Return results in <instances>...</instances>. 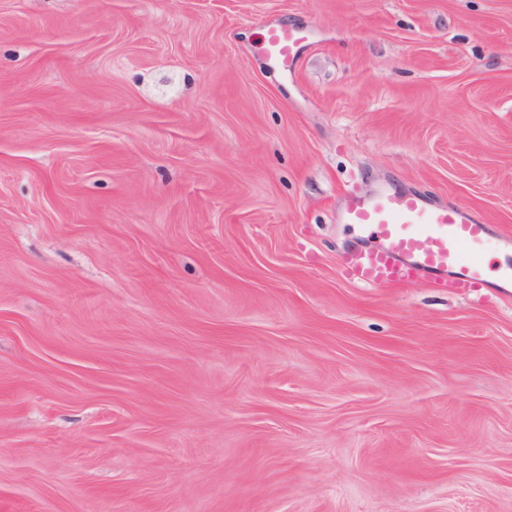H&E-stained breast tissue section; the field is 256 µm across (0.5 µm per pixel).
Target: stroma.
I'll return each mask as SVG.
<instances>
[{
	"label": "stroma",
	"mask_w": 512,
	"mask_h": 512,
	"mask_svg": "<svg viewBox=\"0 0 512 512\" xmlns=\"http://www.w3.org/2000/svg\"><path fill=\"white\" fill-rule=\"evenodd\" d=\"M387 185L512 257V0H0V512H512V285L354 280ZM305 38V35L288 25L270 26L260 51L272 66L288 72L292 70L296 52Z\"/></svg>",
	"instance_id": "1"
}]
</instances>
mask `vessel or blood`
I'll return each mask as SVG.
<instances>
[{
	"label": "vessel or blood",
	"instance_id": "vessel-or-blood-1",
	"mask_svg": "<svg viewBox=\"0 0 512 512\" xmlns=\"http://www.w3.org/2000/svg\"><path fill=\"white\" fill-rule=\"evenodd\" d=\"M303 40L292 27L272 26L260 51L272 66L288 71ZM341 221L379 235L377 247L345 258L366 285L397 286L422 276L444 288H474L486 282L482 256L489 227L467 208L430 206L414 195L381 187L350 194Z\"/></svg>",
	"mask_w": 512,
	"mask_h": 512
}]
</instances>
